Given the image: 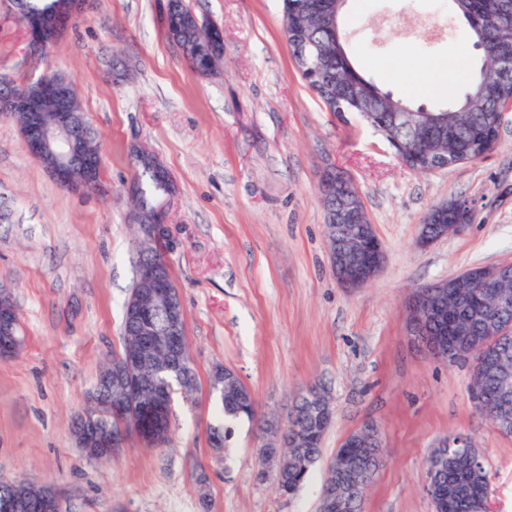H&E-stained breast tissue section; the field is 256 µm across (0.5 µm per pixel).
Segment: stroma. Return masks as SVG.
<instances>
[{"label":"stroma","mask_w":512,"mask_h":512,"mask_svg":"<svg viewBox=\"0 0 512 512\" xmlns=\"http://www.w3.org/2000/svg\"><path fill=\"white\" fill-rule=\"evenodd\" d=\"M167 0H90L44 59L0 0V74L60 71L75 83L101 145L98 190L59 186L0 116V289L24 345L0 360V474L53 489L61 512H318L344 438L375 424L385 462L362 512H434L425 461L452 432L471 435L492 512H512V437L468 391L469 368L433 360L407 334L418 286L512 262V107L485 156L420 173L354 112L307 87L282 30L281 0H183L224 33V58L196 73L168 38ZM347 46L359 70L413 105L446 107L480 57L449 0H347ZM172 187L156 201L155 242L178 288L191 393L172 398L168 443L129 436L104 461L71 439L103 362L122 349L123 307L144 246L134 224L142 159ZM349 177L386 250L383 272L354 292L329 261L322 175ZM465 197L474 217L421 247L430 208ZM233 369L258 403L226 447L211 384ZM324 384L334 410L323 455L293 497L259 479L267 422L286 424L296 393Z\"/></svg>","instance_id":"obj_1"}]
</instances>
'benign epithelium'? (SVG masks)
Instances as JSON below:
<instances>
[{"label": "benign epithelium", "mask_w": 512, "mask_h": 512, "mask_svg": "<svg viewBox=\"0 0 512 512\" xmlns=\"http://www.w3.org/2000/svg\"><path fill=\"white\" fill-rule=\"evenodd\" d=\"M87 0H60L55 14L24 24L27 52L43 55L53 49L82 13ZM317 13L331 30L336 25V0H317ZM166 16L177 20L172 41L183 56L206 52L214 59L224 47L223 30L204 22L186 8L182 0H167ZM483 71L497 77L512 73V39L489 30L480 46ZM78 92L62 72H51L37 81H16L0 76V114L23 117L18 124L21 139L29 154L40 162L64 188L95 189L99 185L101 153L91 148V136L83 113L76 109ZM401 152L422 172L448 167V163L422 165L426 157L416 146L397 143ZM325 212L332 272L340 287L356 291L370 284L384 269L386 251L365 206L350 179L326 173L319 184ZM473 214L469 201L450 199L434 206L427 214L419 243L423 247L460 233L464 221L448 223V217ZM136 293L127 301L126 315L136 325L137 343L100 374L96 387L86 399L85 412L75 421L72 437L87 458L100 461L118 454L127 442L128 431L111 433L89 420L98 408L110 417L131 425L147 447H156L165 435L171 410L170 384L163 381L145 389L144 370L158 364L159 356L172 361L185 360L188 345L185 318L178 289L163 259L149 258L137 272ZM512 263L479 267L456 274L446 280L413 290L408 300V331L436 359L452 364L461 356L479 353L483 362L470 375L475 384L491 373L497 380L500 395L494 415L501 429L512 426V367L505 368L506 358L494 352L497 344L512 334V320L503 315L512 307ZM24 338L15 304L9 293L0 291V359L15 357ZM310 420L314 424L333 418L331 402L313 391L309 394ZM380 437L373 424L350 434L344 448H362ZM473 448L474 439L462 434L456 442L441 439L431 456L444 459L446 448ZM368 488L345 480L343 458L329 464L324 483L320 512H351L353 504L365 498ZM38 498L43 512H60L54 493L47 487L25 479L17 482L11 495L0 504L3 512H23L29 501Z\"/></svg>", "instance_id": "1"}]
</instances>
